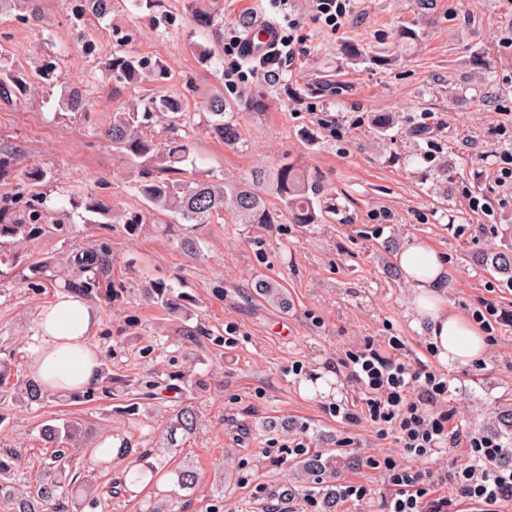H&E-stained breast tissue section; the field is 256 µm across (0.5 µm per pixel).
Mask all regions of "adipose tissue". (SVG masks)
<instances>
[{"label":"adipose tissue","instance_id":"adipose-tissue-1","mask_svg":"<svg viewBox=\"0 0 512 512\" xmlns=\"http://www.w3.org/2000/svg\"><path fill=\"white\" fill-rule=\"evenodd\" d=\"M396 262L412 290L413 323L426 326L440 361L466 366L479 360L485 351L480 329L449 311L444 300L448 269L442 254L412 244L399 251ZM99 323L100 315L88 301L62 294L40 314L29 376L50 390H79L95 382L101 360L89 339Z\"/></svg>","mask_w":512,"mask_h":512}]
</instances>
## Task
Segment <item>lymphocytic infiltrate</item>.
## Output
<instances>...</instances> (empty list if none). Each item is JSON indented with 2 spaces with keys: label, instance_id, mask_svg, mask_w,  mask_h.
<instances>
[{
  "label": "lymphocytic infiltrate",
  "instance_id": "obj_1",
  "mask_svg": "<svg viewBox=\"0 0 512 512\" xmlns=\"http://www.w3.org/2000/svg\"><path fill=\"white\" fill-rule=\"evenodd\" d=\"M401 348L396 339L350 356V376L364 394L366 421L379 438H394L404 451L418 457L440 448L471 449L472 460L451 475L455 489L478 512H501L512 504V469L493 468L497 443L451 428L449 413L440 408L448 398L447 376L425 364L412 366ZM369 465L385 477L391 490L387 512H448L447 497L429 493L430 474L388 456L370 459Z\"/></svg>",
  "mask_w": 512,
  "mask_h": 512
}]
</instances>
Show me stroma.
Returning <instances> with one entry per match:
<instances>
[{"instance_id": "35a3bbf8", "label": "stroma", "mask_w": 512, "mask_h": 512, "mask_svg": "<svg viewBox=\"0 0 512 512\" xmlns=\"http://www.w3.org/2000/svg\"><path fill=\"white\" fill-rule=\"evenodd\" d=\"M205 2L212 14L205 27L193 0H112L111 13L86 28L75 23L79 0H39L35 25L0 15V51L11 63L30 74L50 65L61 77L34 81L21 103L0 107V148L16 153L13 168L0 174V210L25 220L52 211L43 234L4 247L0 357L13 356L18 371L26 370L40 313L60 294L54 270L104 238L112 247L105 275L117 293L111 303H94L102 322L92 348L110 358L116 374L185 376L178 390L140 405L134 420L118 414L121 397L71 401L49 391L42 404L6 408L0 445L39 453L41 427L69 419L159 448L169 410L192 398L203 424L170 459L193 463L201 482L176 512H205L214 471L227 456L233 479L224 488V512H265L269 495H284L294 480L289 446L328 440L354 460L337 487L361 483L370 490L363 500L345 499L344 512H385L387 487L366 460L404 451L360 418L351 352L399 337L411 363L448 375L450 424L468 435L481 436L499 404L512 402V321L484 327L488 348L480 362L441 363L425 329L412 326L409 289L388 276L391 256L382 249L387 240L434 247L448 261L450 308L469 319L493 302L512 314V287L470 259L499 243L512 224V189L494 176L498 154L512 151V138L499 133L512 125V0H434L419 44L389 65L376 57L416 17L413 0H350L335 31L309 0L279 9L269 0ZM260 14L283 29L297 20L295 53L278 59L277 79L247 62L243 77L227 81V45ZM348 44L359 48V58H346ZM204 47L213 57L201 55ZM116 51L150 58L160 76L114 88L104 63ZM66 83L87 89L88 111L61 107ZM217 90L232 104L247 150L209 134L202 104ZM168 95L181 97L191 114L181 130L195 145L188 171L239 181L255 167L293 162L323 181L334 212L322 224H239L228 215L195 226L151 210L135 188L141 167L119 157L100 131L129 100ZM382 112L395 120L383 136L373 123ZM423 122L424 138L409 137ZM443 165L444 180L436 175ZM471 194L487 200L486 212L469 210ZM94 199L111 202L113 218L90 209ZM185 235L198 238L200 256L181 251ZM260 279L286 288L288 310L255 294ZM151 281L182 297L178 313L145 300ZM198 379L205 389L195 388ZM339 404L355 420L334 415ZM273 419L295 427L263 431Z\"/></svg>"}]
</instances>
